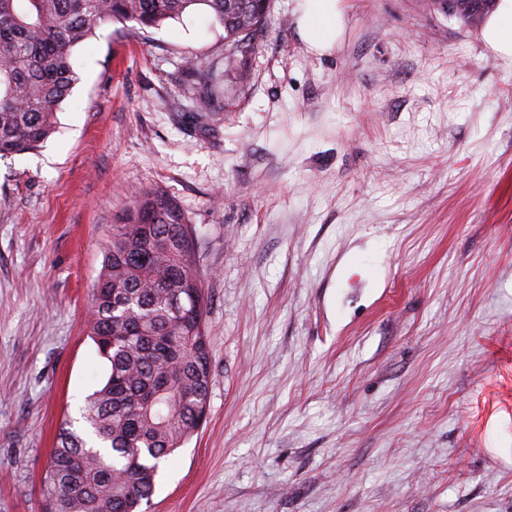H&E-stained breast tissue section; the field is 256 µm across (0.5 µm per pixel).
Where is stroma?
Returning a JSON list of instances; mask_svg holds the SVG:
<instances>
[{"instance_id": "1", "label": "stroma", "mask_w": 512, "mask_h": 512, "mask_svg": "<svg viewBox=\"0 0 512 512\" xmlns=\"http://www.w3.org/2000/svg\"><path fill=\"white\" fill-rule=\"evenodd\" d=\"M341 4L319 56L272 0L202 119L204 7L105 24L56 132L0 158V512H43L107 376L91 289L148 187L197 232L212 373L150 512H512V65L437 0Z\"/></svg>"}]
</instances>
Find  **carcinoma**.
<instances>
[{"instance_id": "carcinoma-1", "label": "carcinoma", "mask_w": 512, "mask_h": 512, "mask_svg": "<svg viewBox=\"0 0 512 512\" xmlns=\"http://www.w3.org/2000/svg\"><path fill=\"white\" fill-rule=\"evenodd\" d=\"M271 0H0V157L33 150L55 132L76 80L73 49L108 22L139 29L205 6L224 28L219 64L197 57L183 73L196 115L215 111L220 76L258 49ZM198 238L177 201L156 190L112 228L94 285L90 336L109 363L83 414L98 446L64 423L44 474L45 512H140L159 462L198 431L212 381Z\"/></svg>"}]
</instances>
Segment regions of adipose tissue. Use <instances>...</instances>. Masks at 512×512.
Here are the masks:
<instances>
[{
  "label": "adipose tissue",
  "instance_id": "1",
  "mask_svg": "<svg viewBox=\"0 0 512 512\" xmlns=\"http://www.w3.org/2000/svg\"><path fill=\"white\" fill-rule=\"evenodd\" d=\"M296 26L310 52H330L345 30L340 0H296ZM484 42L503 61L512 62V0H498L481 32Z\"/></svg>",
  "mask_w": 512,
  "mask_h": 512
}]
</instances>
